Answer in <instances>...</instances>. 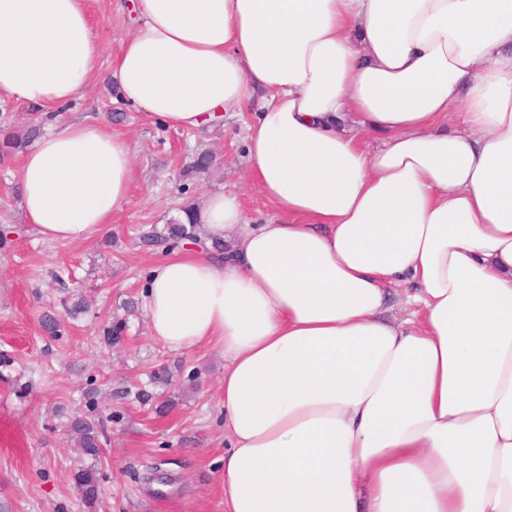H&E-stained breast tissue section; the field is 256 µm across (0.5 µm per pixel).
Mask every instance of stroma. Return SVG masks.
Wrapping results in <instances>:
<instances>
[{
  "label": "stroma",
  "instance_id": "stroma-1",
  "mask_svg": "<svg viewBox=\"0 0 512 512\" xmlns=\"http://www.w3.org/2000/svg\"><path fill=\"white\" fill-rule=\"evenodd\" d=\"M105 46L102 70L132 29L117 0H86ZM80 116L126 136L136 168L124 208L89 240L48 242L24 221L16 175L22 155L0 162V512H224V354L206 346L172 351L151 335L142 289L161 252L143 249L144 226L166 230L183 206L234 184L247 220L277 212L246 179L249 113L195 130L151 122L100 80L57 113ZM215 162L192 172L198 153ZM68 268L67 288L52 273ZM87 308L71 316L75 303ZM63 332L51 337L41 318ZM119 334L106 338L105 331ZM97 423L100 459L78 451L74 418ZM95 467L101 495L83 502L75 473Z\"/></svg>",
  "mask_w": 512,
  "mask_h": 512
}]
</instances>
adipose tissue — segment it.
I'll list each match as a JSON object with an SVG mask.
<instances>
[{
    "mask_svg": "<svg viewBox=\"0 0 512 512\" xmlns=\"http://www.w3.org/2000/svg\"><path fill=\"white\" fill-rule=\"evenodd\" d=\"M132 8L121 101L175 130L257 102L248 170L281 216L254 227L240 192L210 193L179 217L201 244L143 296L164 346L228 361L226 512H512V0ZM102 52L85 0H0V97L52 115ZM134 178L107 126L51 125L18 174L25 219L88 240ZM390 298L387 305L386 315L391 320L402 321L409 316L413 308L406 304V287L391 286Z\"/></svg>",
    "mask_w": 512,
    "mask_h": 512,
    "instance_id": "1",
    "label": "adipose tissue"
}]
</instances>
